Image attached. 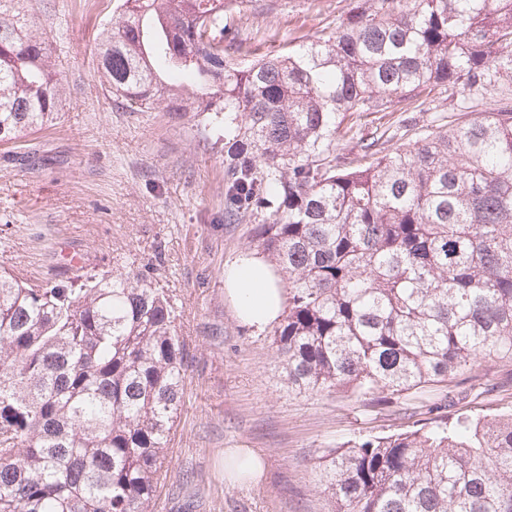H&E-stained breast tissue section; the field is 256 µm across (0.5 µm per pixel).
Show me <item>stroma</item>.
Returning a JSON list of instances; mask_svg holds the SVG:
<instances>
[{"instance_id": "1", "label": "stroma", "mask_w": 512, "mask_h": 512, "mask_svg": "<svg viewBox=\"0 0 512 512\" xmlns=\"http://www.w3.org/2000/svg\"><path fill=\"white\" fill-rule=\"evenodd\" d=\"M359 0H224L232 59L247 65L334 35ZM33 31L53 37L67 88L60 118L0 142V271L33 284L134 270L167 289L189 352L185 406L168 445L170 471L155 512H332L315 458L365 436L428 424L441 396L473 416L512 412V360L475 364L447 385L400 398L381 413L341 391H289L269 330L244 324L224 291V270L256 252L255 223L224 220V144L210 126L109 95L95 81V41L116 0H20ZM512 101V82L479 95L438 88L413 112H380L394 131L382 153L417 133L478 118ZM231 448L262 456L255 486L229 483Z\"/></svg>"}]
</instances>
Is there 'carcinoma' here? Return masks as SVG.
<instances>
[{
    "mask_svg": "<svg viewBox=\"0 0 512 512\" xmlns=\"http://www.w3.org/2000/svg\"><path fill=\"white\" fill-rule=\"evenodd\" d=\"M0 0V141L59 119L49 38ZM95 79L224 127V221L262 216L294 392L392 400L512 359V102L380 154L336 141L435 87L512 81V0H366L336 36L225 57L224 0H120ZM175 308L143 274L0 273V512H152L184 407ZM334 512H512V414L461 413L319 457Z\"/></svg>",
    "mask_w": 512,
    "mask_h": 512,
    "instance_id": "cac0c4a2",
    "label": "carcinoma"
}]
</instances>
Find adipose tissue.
I'll use <instances>...</instances> for the list:
<instances>
[{
  "instance_id": "ef3b65f1",
  "label": "adipose tissue",
  "mask_w": 512,
  "mask_h": 512,
  "mask_svg": "<svg viewBox=\"0 0 512 512\" xmlns=\"http://www.w3.org/2000/svg\"><path fill=\"white\" fill-rule=\"evenodd\" d=\"M278 278L261 256L241 257L229 270L226 293L240 320L262 330L278 321L284 310Z\"/></svg>"
}]
</instances>
